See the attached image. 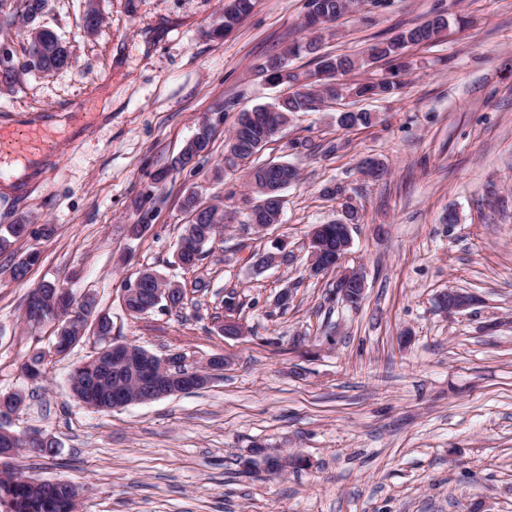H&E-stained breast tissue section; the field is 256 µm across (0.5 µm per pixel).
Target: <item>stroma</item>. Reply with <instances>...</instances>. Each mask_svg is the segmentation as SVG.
I'll return each instance as SVG.
<instances>
[{
  "instance_id": "1",
  "label": "stroma",
  "mask_w": 512,
  "mask_h": 512,
  "mask_svg": "<svg viewBox=\"0 0 512 512\" xmlns=\"http://www.w3.org/2000/svg\"><path fill=\"white\" fill-rule=\"evenodd\" d=\"M85 2L51 0L43 18L69 42L71 66L22 76L0 96V126L52 122L78 103L90 111L48 144L38 176L0 174V224L24 215L34 229L0 252V393L28 397L12 431L58 443L45 458L20 453L14 467L80 483L79 512H512V0H365L324 32L322 53L364 54L439 13L448 28L408 48V69L381 60L354 72L399 82L394 94L295 114L233 172L228 133L242 110L285 93L259 67L304 38L305 0H254L220 39L210 31L228 0H97L103 23L90 36ZM360 109L373 113L370 126L338 125ZM206 118L209 154L170 175L150 228L132 238L139 193ZM366 157L385 166L382 178L362 174ZM276 161L300 177L283 192L280 222L247 231V174ZM334 184L361 216L344 262L366 278L356 309L332 301L335 273L306 270L311 225L341 215L343 199L322 193ZM191 192L228 219L188 272L175 250ZM277 238L286 255L261 267ZM30 251L38 264L12 280L8 268ZM147 268L186 288L181 312L125 313L120 284ZM43 282L94 294L118 340L180 354L190 368L216 354L227 364L190 393L88 408L73 398L70 373L95 343L42 381L20 372L49 343L51 323L22 320ZM451 288L476 304L439 312L435 298ZM230 293L240 336L220 330ZM257 444L306 464L247 471Z\"/></svg>"
}]
</instances>
